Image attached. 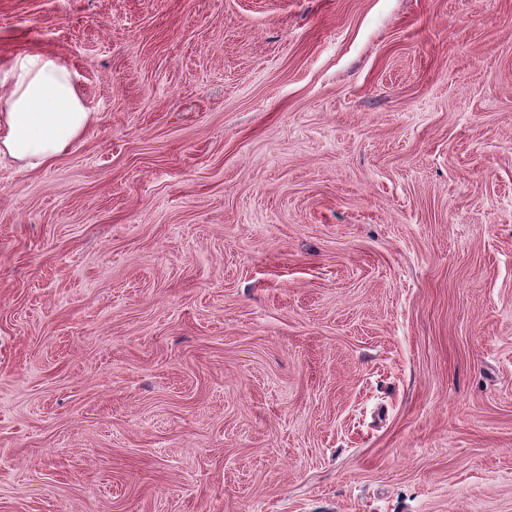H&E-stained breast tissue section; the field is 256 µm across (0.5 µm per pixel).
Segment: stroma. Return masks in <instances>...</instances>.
<instances>
[{
    "label": "stroma",
    "mask_w": 512,
    "mask_h": 512,
    "mask_svg": "<svg viewBox=\"0 0 512 512\" xmlns=\"http://www.w3.org/2000/svg\"><path fill=\"white\" fill-rule=\"evenodd\" d=\"M95 125L0 163V512H512V0H0Z\"/></svg>",
    "instance_id": "obj_1"
}]
</instances>
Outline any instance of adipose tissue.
Masks as SVG:
<instances>
[{"label":"adipose tissue","mask_w":512,"mask_h":512,"mask_svg":"<svg viewBox=\"0 0 512 512\" xmlns=\"http://www.w3.org/2000/svg\"><path fill=\"white\" fill-rule=\"evenodd\" d=\"M60 57L16 56L0 68V160L35 169L59 157L96 122Z\"/></svg>","instance_id":"ef3b65f1"}]
</instances>
